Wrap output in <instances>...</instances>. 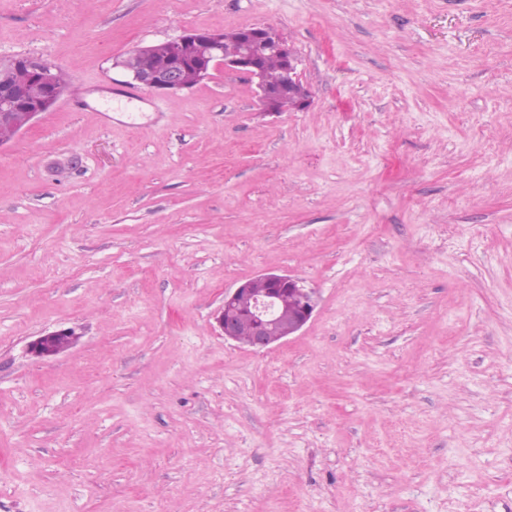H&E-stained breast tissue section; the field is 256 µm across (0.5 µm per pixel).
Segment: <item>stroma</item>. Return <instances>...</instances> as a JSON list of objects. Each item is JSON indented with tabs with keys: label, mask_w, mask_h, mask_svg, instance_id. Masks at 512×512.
Segmentation results:
<instances>
[{
	"label": "stroma",
	"mask_w": 512,
	"mask_h": 512,
	"mask_svg": "<svg viewBox=\"0 0 512 512\" xmlns=\"http://www.w3.org/2000/svg\"><path fill=\"white\" fill-rule=\"evenodd\" d=\"M248 25L309 108L111 66ZM18 54L73 82L0 150V512H512V0H0ZM266 271L314 317L224 340ZM316 307L313 288L290 274L268 271L224 291L216 322L224 339L263 350L298 335ZM62 338H68L73 344L75 343V336H73L72 331L63 329L37 336L30 342L29 352L33 357L40 360L52 358L61 352L59 349L65 350L70 347L68 341H60L58 344L59 349L55 348V343Z\"/></svg>",
	"instance_id": "obj_1"
}]
</instances>
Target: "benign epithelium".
Wrapping results in <instances>:
<instances>
[{"mask_svg":"<svg viewBox=\"0 0 512 512\" xmlns=\"http://www.w3.org/2000/svg\"><path fill=\"white\" fill-rule=\"evenodd\" d=\"M173 40L179 51L161 63H149L150 47L136 46L115 59L118 68L130 80L150 92L173 95L190 89L186 82L187 67L195 69L198 81L210 79L222 68L247 75L256 85L262 111L277 114V100L283 95L293 98L295 109L311 105V92L297 73V58L279 32L268 26L240 28L241 47L224 52V32L211 29H184ZM279 57L282 83H267L263 58ZM0 68L20 74L16 83L0 86V122L6 134L0 148L12 143L32 126L43 113L50 111L63 97L67 86L58 82L56 66L41 56L16 55L0 58ZM317 307L316 291L290 274L268 271L245 279L224 292V304L216 322L224 338L263 350L283 339L299 334L312 319ZM75 340L69 329L36 337L29 345L30 354L40 360L52 358L60 350L55 343Z\"/></svg>","mask_w":512,"mask_h":512,"instance_id":"1","label":"benign epithelium"}]
</instances>
